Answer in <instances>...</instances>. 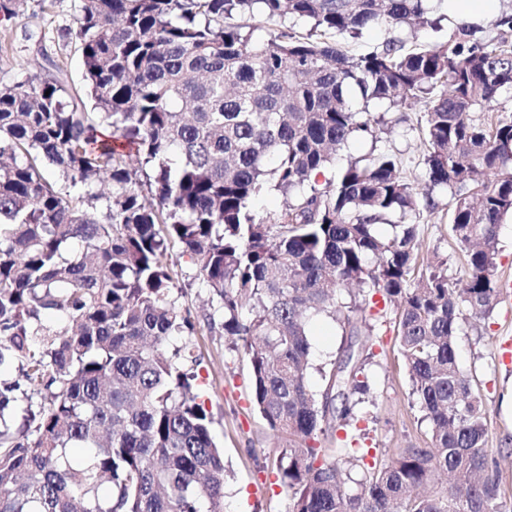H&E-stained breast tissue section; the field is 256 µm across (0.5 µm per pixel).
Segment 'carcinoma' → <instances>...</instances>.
<instances>
[{"label": "carcinoma", "instance_id": "1", "mask_svg": "<svg viewBox=\"0 0 512 512\" xmlns=\"http://www.w3.org/2000/svg\"><path fill=\"white\" fill-rule=\"evenodd\" d=\"M442 2L83 0V95L59 69L0 88V367L19 371L0 380V512H223L198 322L175 298L185 256L216 304L207 328L249 358L288 512H512L455 346L463 311L485 317L501 297L512 113L494 103L512 90V10L488 41L461 19L438 43L345 47L381 27L438 29ZM26 9L0 0L7 17ZM245 15L270 26L225 23ZM418 100L416 185L377 146L388 121L370 105ZM358 136L369 150L336 163ZM443 190L463 278L436 252L418 262V219ZM272 192L281 207L262 216ZM377 294L397 307L431 431L355 481L312 441L352 417L336 397L367 386L347 360L310 389L308 319L372 336ZM435 472L450 487L427 494Z\"/></svg>", "mask_w": 512, "mask_h": 512}]
</instances>
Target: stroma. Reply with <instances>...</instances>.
<instances>
[{"instance_id": "35a3bbf8", "label": "stroma", "mask_w": 512, "mask_h": 512, "mask_svg": "<svg viewBox=\"0 0 512 512\" xmlns=\"http://www.w3.org/2000/svg\"><path fill=\"white\" fill-rule=\"evenodd\" d=\"M79 6L80 0H53L44 8L40 0H29L23 15H0V87L57 65L66 74L69 92H82L83 63L74 40ZM424 110L423 103H413L408 120L393 125L380 142L382 149L401 158L403 172L411 179L423 171ZM449 208V199L443 196L434 212L421 214L419 254L439 253L456 271L462 268L464 255L450 233ZM309 331L308 382L313 390H321L324 370L350 357L364 361L362 375L369 384L367 394L349 397L355 405L351 424L320 436V446L366 449L368 465L387 461L401 449L425 446L429 424L412 403L409 377L390 325L381 326L374 336H356L319 316L311 320ZM510 341L512 303L503 301L487 317L465 316L457 354L488 412L487 446L500 463L501 487L512 497V361L502 356ZM195 342L205 406L224 448V512H288V494L275 466L277 441L254 408L246 355L231 350L224 334L205 328Z\"/></svg>"}]
</instances>
